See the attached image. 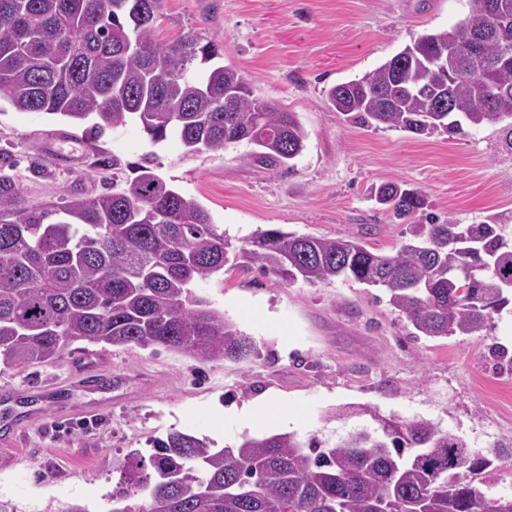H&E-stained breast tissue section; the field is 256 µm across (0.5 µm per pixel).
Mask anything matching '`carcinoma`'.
<instances>
[{
    "label": "carcinoma",
    "instance_id": "carcinoma-1",
    "mask_svg": "<svg viewBox=\"0 0 512 512\" xmlns=\"http://www.w3.org/2000/svg\"><path fill=\"white\" fill-rule=\"evenodd\" d=\"M452 30L426 33L327 96L345 120L421 135L501 125L512 152V44L491 32L512 26V0H469ZM159 0H0V103L106 129L138 122L154 143L219 152L246 140L265 170L290 164L307 132L293 112L254 95L219 64L215 41L156 34ZM467 74L448 81V46ZM372 197L409 224L390 255L356 236L324 238L268 228L231 244L209 212L155 173L149 160L112 158V192L31 205L0 174V364L58 362L72 346H164L204 361H248L254 340L193 291L232 264L290 285L353 280L388 292L417 334L473 336L512 295V213L458 224L427 210L425 196L386 183ZM334 443L293 434L213 448L172 431L134 457L112 512H499L481 475L490 461L428 421L380 422Z\"/></svg>",
    "mask_w": 512,
    "mask_h": 512
}]
</instances>
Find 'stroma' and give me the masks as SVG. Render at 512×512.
I'll list each match as a JSON object with an SVG mask.
<instances>
[{
    "instance_id": "obj_1",
    "label": "stroma",
    "mask_w": 512,
    "mask_h": 512,
    "mask_svg": "<svg viewBox=\"0 0 512 512\" xmlns=\"http://www.w3.org/2000/svg\"><path fill=\"white\" fill-rule=\"evenodd\" d=\"M469 0H160L157 34L171 42L191 33L218 41L257 96L296 114L308 133L289 167L266 171L245 161L247 143L187 154L175 139L151 144L127 124L99 140L84 127L42 112L0 108V150L28 203L90 197L112 186V160L151 156L156 173L195 199L233 248L259 229L336 238L361 233L371 251L393 253L407 224L380 210L371 191L402 183L424 193L429 210L460 224L512 211V154L499 127L417 136L347 122L326 98L329 87L362 77L422 34L451 29ZM70 156L59 163L48 141ZM197 295L251 336L248 362H201L152 346H103L110 387L77 384L76 356L25 368L0 366V389L37 380L57 384L56 403L39 414L18 445L0 448V512H110L112 492L133 452L172 430L234 447L280 433L275 424L244 426L237 413L267 400L297 413L300 440H336L372 426V413L424 420L462 439L489 460L482 490L512 496V369L492 348L512 336V308L475 336H414L384 289L354 281L330 284L225 268L194 285ZM104 402L89 428L58 424L60 410Z\"/></svg>"
}]
</instances>
